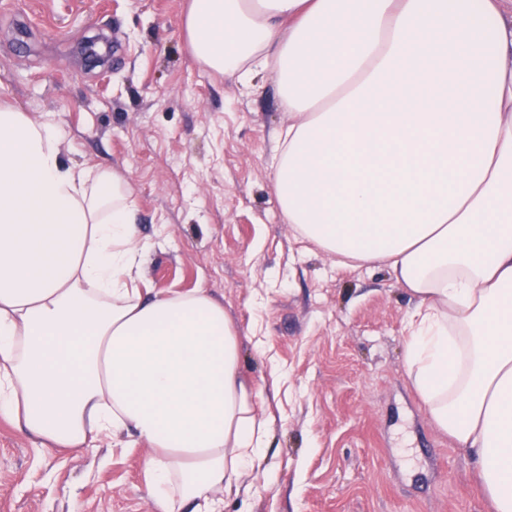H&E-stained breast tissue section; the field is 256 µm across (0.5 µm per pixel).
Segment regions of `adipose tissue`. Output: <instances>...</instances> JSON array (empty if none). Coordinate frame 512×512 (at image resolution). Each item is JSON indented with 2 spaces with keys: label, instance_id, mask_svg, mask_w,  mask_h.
Listing matches in <instances>:
<instances>
[{
  "label": "adipose tissue",
  "instance_id": "obj_1",
  "mask_svg": "<svg viewBox=\"0 0 512 512\" xmlns=\"http://www.w3.org/2000/svg\"><path fill=\"white\" fill-rule=\"evenodd\" d=\"M186 29L238 83L277 72L285 221L416 299L409 376L512 512V0H191ZM131 197L0 107V418L53 452L142 440L159 512H221L273 416L221 303L144 300Z\"/></svg>",
  "mask_w": 512,
  "mask_h": 512
}]
</instances>
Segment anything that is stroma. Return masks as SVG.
Segmentation results:
<instances>
[{
    "label": "stroma",
    "mask_w": 512,
    "mask_h": 512,
    "mask_svg": "<svg viewBox=\"0 0 512 512\" xmlns=\"http://www.w3.org/2000/svg\"><path fill=\"white\" fill-rule=\"evenodd\" d=\"M189 0H0V105L55 124L65 161L123 173L148 244L145 298L223 304L275 422L251 512H493L469 450L433 423L405 361L416 301L386 270L340 269L275 198L274 70L243 87L198 61ZM111 49L87 68L80 48ZM150 448L50 452L0 420V512H157Z\"/></svg>",
    "instance_id": "stroma-1"
}]
</instances>
